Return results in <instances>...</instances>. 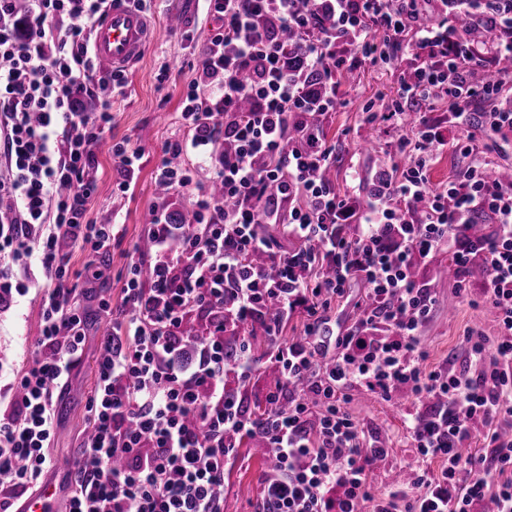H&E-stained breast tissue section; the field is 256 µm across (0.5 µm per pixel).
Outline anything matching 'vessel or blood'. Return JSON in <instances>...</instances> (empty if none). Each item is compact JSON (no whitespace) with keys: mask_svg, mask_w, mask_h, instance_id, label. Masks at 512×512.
<instances>
[{"mask_svg":"<svg viewBox=\"0 0 512 512\" xmlns=\"http://www.w3.org/2000/svg\"><path fill=\"white\" fill-rule=\"evenodd\" d=\"M155 35L149 17L134 0H112L92 30V51L98 64L111 71H124L138 64ZM59 490L44 483L39 493L25 500L18 512H55Z\"/></svg>","mask_w":512,"mask_h":512,"instance_id":"1","label":"vessel or blood"}]
</instances>
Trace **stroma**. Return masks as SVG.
<instances>
[{
  "label": "stroma",
  "instance_id": "1",
  "mask_svg": "<svg viewBox=\"0 0 512 512\" xmlns=\"http://www.w3.org/2000/svg\"><path fill=\"white\" fill-rule=\"evenodd\" d=\"M149 17L156 29L154 41L146 48L137 66L126 71V84L112 96V128L106 134L107 148L96 152L97 190L87 203V217L96 224L117 221L116 238L108 252L96 260L79 248L65 249L70 281L88 313L84 353L73 369L69 385L54 399L57 426L47 450L55 462L53 482L67 484L68 474L80 455L79 445L88 428L86 404L96 382V361L104 353L112 332L111 325L98 308L100 299L120 306L132 256L149 234L152 208L156 202L153 174L168 140L188 136L189 128L181 115L187 84L200 67L203 52L215 22L207 14L203 0H152ZM168 69L169 78L158 82L160 69ZM392 61L357 70L353 85L342 86L344 102L322 123L326 142L336 153V163L328 178L337 191H345L351 172L361 179L372 178L389 169L394 161L391 143L408 133L413 120L399 122L389 110L396 97ZM434 117L448 138L449 145L435 152L429 167L433 187H441L456 178L468 160L456 147L462 133L448 121L447 108ZM129 143L142 155L128 192H119L121 174L113 161L110 144ZM448 265L447 253L436 254L431 263L418 265L415 278L428 284L439 299L421 340L428 351L431 369H457L464 361L465 336L472 330L486 336L497 334L496 319L487 303L472 306L457 295L458 282L472 291L484 285L480 276L465 275L463 280L442 275ZM18 278L30 290L18 304L0 310V386L29 361L38 349L41 330L40 299L42 282L31 270L18 267ZM270 342L262 335L252 339L251 357L254 375L239 395L250 412H258L268 389L279 380L275 363L270 362ZM348 409L365 439L385 441L388 454L375 462L370 476L371 491L386 492L396 485L399 472L429 468L438 471V463H425L413 448L404 426V415L419 411L420 405L407 392H398L385 401L361 386L349 392ZM261 437L243 438L235 458L224 469V512H256L260 478L270 465L269 456L259 455Z\"/></svg>",
  "mask_w": 512,
  "mask_h": 512
}]
</instances>
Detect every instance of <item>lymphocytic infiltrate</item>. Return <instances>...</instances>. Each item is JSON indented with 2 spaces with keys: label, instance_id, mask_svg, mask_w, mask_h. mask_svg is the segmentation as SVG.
I'll list each match as a JSON object with an SVG mask.
<instances>
[{
  "label": "lymphocytic infiltrate",
  "instance_id": "lymphocytic-infiltrate-1",
  "mask_svg": "<svg viewBox=\"0 0 512 512\" xmlns=\"http://www.w3.org/2000/svg\"><path fill=\"white\" fill-rule=\"evenodd\" d=\"M14 2L0 0V198L11 201L0 220V305L27 291L19 263H36L47 287L40 352L8 383L0 409V512H17L52 467L53 395L82 355L87 322L62 250L96 257L112 243L113 225L87 221L86 203L95 148L112 125L110 98L125 83L92 58L107 0H27L22 16ZM205 3L219 25L183 101L190 135L166 142L154 174L167 193L187 197L193 225L173 223L158 198L150 259L131 261L120 311L99 303L117 343L98 360L66 512H224V466L255 434L272 459L260 512H361L367 501L373 512H512V184L490 178L488 161L466 143L460 178L435 189L428 177L430 153L445 143L429 118L441 105L463 129L470 104L485 99L484 126L512 130V111L494 105L512 90V71L480 86L469 80L473 67L512 55V15L486 19L484 46L472 52L460 49L446 0L426 18L419 0ZM390 48L403 53L392 114L419 115L398 140L412 162L337 192L326 178L336 155L305 117L334 112L343 75ZM87 98L99 111L84 110ZM216 146L208 182L171 163ZM477 212L492 218L489 232L459 236ZM281 238L298 245L280 247ZM440 251L460 274L482 261L498 334L470 333L461 369L429 371L420 332L436 297L413 269ZM357 279L366 286L357 321L329 330L332 298ZM299 312L305 336L279 342ZM255 326L281 372L259 418L237 392L253 374L249 337L234 360L224 358L228 328ZM355 385L387 400L406 388L425 405L405 426L438 472L372 497L368 471L385 449L366 446L344 408ZM476 436L481 447H470Z\"/></svg>",
  "mask_w": 512,
  "mask_h": 512
}]
</instances>
